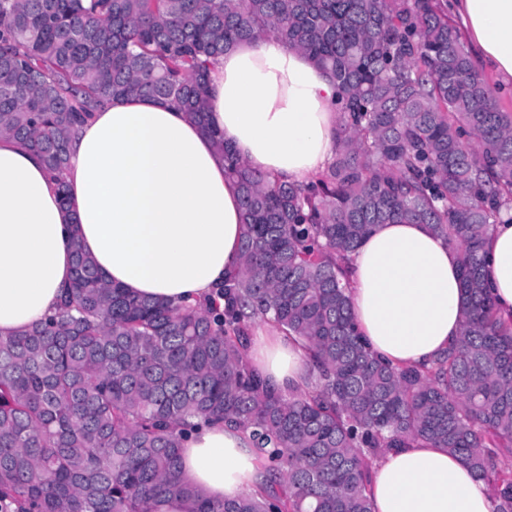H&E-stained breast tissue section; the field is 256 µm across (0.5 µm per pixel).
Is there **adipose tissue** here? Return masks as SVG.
Here are the masks:
<instances>
[{"label":"adipose tissue","mask_w":512,"mask_h":512,"mask_svg":"<svg viewBox=\"0 0 512 512\" xmlns=\"http://www.w3.org/2000/svg\"><path fill=\"white\" fill-rule=\"evenodd\" d=\"M476 70L512 82V0H458ZM336 85L303 53L263 35L225 51L211 71L205 122L169 103L128 96L92 112L68 145L64 207L33 150L0 138V338L46 319L73 273L79 236L112 284L129 294L196 305L242 261L240 191L209 136L250 167L301 183L336 155ZM485 279L512 319V222L490 225ZM343 264L355 322L375 356L428 366L463 327L458 256L424 224H378ZM249 365L288 395L306 389L304 349L274 328L250 339ZM184 475L214 501L263 482L247 433L213 422L181 451ZM372 512H496L487 483L444 448L416 444L381 455Z\"/></svg>","instance_id":"adipose-tissue-1"}]
</instances>
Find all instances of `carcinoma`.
Listing matches in <instances>:
<instances>
[{
	"label": "carcinoma",
	"mask_w": 512,
	"mask_h": 512,
	"mask_svg": "<svg viewBox=\"0 0 512 512\" xmlns=\"http://www.w3.org/2000/svg\"><path fill=\"white\" fill-rule=\"evenodd\" d=\"M264 33L340 93L334 161L272 182L221 138L241 193L243 263L206 310L107 283L78 238L53 317L0 339V512H372L370 459L409 442L461 456L512 512V326L480 252L512 209V113L448 20V0H0V137L35 151L70 205L71 134L113 98L204 121L224 49ZM377 224H427L458 255V342L429 367L365 349L338 258ZM262 318L309 351L284 396L244 357ZM243 427L266 485L213 502L181 471L188 419Z\"/></svg>",
	"instance_id": "cac0c4a2"
}]
</instances>
